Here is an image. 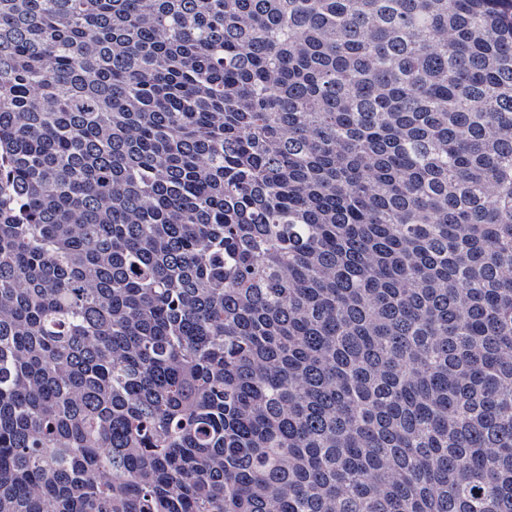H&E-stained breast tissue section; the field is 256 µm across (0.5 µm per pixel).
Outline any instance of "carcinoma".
<instances>
[{
  "mask_svg": "<svg viewBox=\"0 0 512 512\" xmlns=\"http://www.w3.org/2000/svg\"><path fill=\"white\" fill-rule=\"evenodd\" d=\"M0 512H512V0H0Z\"/></svg>",
  "mask_w": 512,
  "mask_h": 512,
  "instance_id": "carcinoma-1",
  "label": "carcinoma"
}]
</instances>
